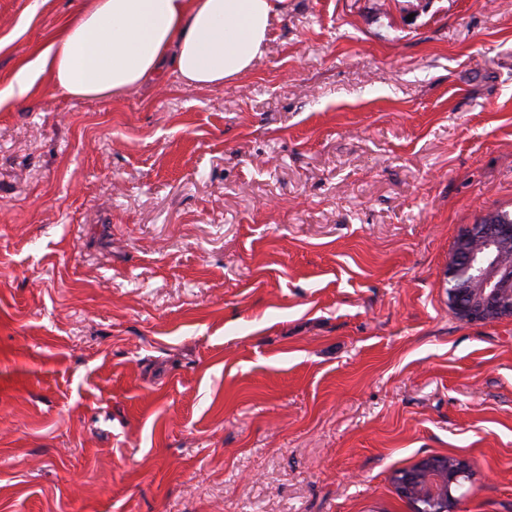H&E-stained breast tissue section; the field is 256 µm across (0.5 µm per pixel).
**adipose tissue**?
Segmentation results:
<instances>
[{
    "mask_svg": "<svg viewBox=\"0 0 512 512\" xmlns=\"http://www.w3.org/2000/svg\"><path fill=\"white\" fill-rule=\"evenodd\" d=\"M288 0H83L0 86V110L48 77L68 97L114 99L174 72L187 87H221L263 56Z\"/></svg>",
    "mask_w": 512,
    "mask_h": 512,
    "instance_id": "ef3b65f1",
    "label": "adipose tissue"
}]
</instances>
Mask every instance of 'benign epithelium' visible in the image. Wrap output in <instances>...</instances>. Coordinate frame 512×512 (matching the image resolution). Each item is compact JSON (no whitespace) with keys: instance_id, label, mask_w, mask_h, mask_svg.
Listing matches in <instances>:
<instances>
[{"instance_id":"1","label":"benign epithelium","mask_w":512,"mask_h":512,"mask_svg":"<svg viewBox=\"0 0 512 512\" xmlns=\"http://www.w3.org/2000/svg\"><path fill=\"white\" fill-rule=\"evenodd\" d=\"M481 245L475 246V237ZM512 240V224H476L458 237L455 259L464 262L465 273L448 274V305L469 322L512 317V264L502 261L503 247ZM471 475L467 460L428 455L410 469L394 475L399 494L414 512H458L460 489Z\"/></svg>"}]
</instances>
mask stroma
Returning <instances> with one entry per match:
<instances>
[{"label": "stroma", "instance_id": "35a3bbf8", "mask_svg": "<svg viewBox=\"0 0 512 512\" xmlns=\"http://www.w3.org/2000/svg\"><path fill=\"white\" fill-rule=\"evenodd\" d=\"M82 0H0V83ZM512 211V0H288L221 88L39 79L0 111V512H512V318L459 319ZM495 216L497 224L469 226L458 237L453 252L456 261L464 262L465 274L460 270L455 279L450 270L448 305L469 322L512 317V264L501 258L503 247L512 239V213L497 211ZM481 229L476 237H481V245L476 247L473 240ZM467 274H471L470 280H458ZM459 296H464L467 302L462 303ZM435 455L419 459L410 469L396 473L393 481L399 494L413 506L415 512H458L463 482L471 475L467 460ZM438 487H436V484ZM417 499L422 503L413 502Z\"/></svg>", "mask_w": 512, "mask_h": 512}]
</instances>
